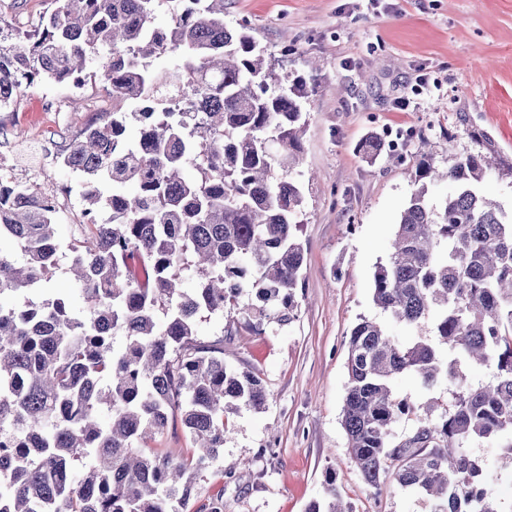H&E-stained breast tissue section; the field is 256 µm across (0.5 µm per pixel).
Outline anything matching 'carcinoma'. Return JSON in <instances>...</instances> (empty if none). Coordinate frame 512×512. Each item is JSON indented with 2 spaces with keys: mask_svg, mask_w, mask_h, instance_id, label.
<instances>
[{
  "mask_svg": "<svg viewBox=\"0 0 512 512\" xmlns=\"http://www.w3.org/2000/svg\"><path fill=\"white\" fill-rule=\"evenodd\" d=\"M154 2L52 0L31 30L0 24V110L37 82L80 88L93 77L112 92L105 119L60 143L59 162L88 187L91 235L71 246L86 308L74 313L64 289L24 306L0 302V512H185L195 475L224 447V413L266 403L257 376L194 341L197 318L268 307L280 322L293 317L305 253L293 173L307 85H280L245 28L224 23V0H168L167 28L152 24ZM103 48L110 55L94 69ZM162 57L173 66L153 67ZM473 137L481 147L447 170L417 166L421 187L374 272L386 320L359 318L347 341L350 458L371 487L410 491L432 512H504L477 491L484 463L464 446L512 456V208L482 190L493 170L512 180V164ZM442 180L454 192L427 196ZM55 221L37 189L0 184V244L22 255L0 249V298L46 289ZM191 266L188 291L181 271ZM391 323L413 339L395 340ZM424 323L438 342L422 336ZM474 365L494 367V382L471 385ZM403 374L425 389L448 380L438 419L396 392ZM176 414L193 454L146 448ZM412 414L415 427L395 434ZM326 484L307 512H348L335 479Z\"/></svg>",
  "mask_w": 512,
  "mask_h": 512,
  "instance_id": "obj_1",
  "label": "carcinoma"
}]
</instances>
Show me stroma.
Instances as JSON below:
<instances>
[{"label":"stroma","instance_id":"stroma-1","mask_svg":"<svg viewBox=\"0 0 512 512\" xmlns=\"http://www.w3.org/2000/svg\"><path fill=\"white\" fill-rule=\"evenodd\" d=\"M224 21L248 28L279 76L312 89L299 169L306 246L295 317L259 312L202 314L198 341L224 343V362L259 377L263 410L228 414L224 448L195 478L186 512H306L327 478L353 512H430L429 503L367 485L351 461L341 425L347 340L360 317H377L373 275L415 189L422 155L447 168L481 133L512 163V0H224ZM413 99L408 110L398 98ZM112 109L100 80L81 88L37 83L0 112V156L15 180L60 201L57 262L50 288L69 285L70 247L83 188L49 150L59 133L79 135ZM373 139L383 152L369 157ZM470 452L485 483L512 502V458L482 443Z\"/></svg>","mask_w":512,"mask_h":512}]
</instances>
